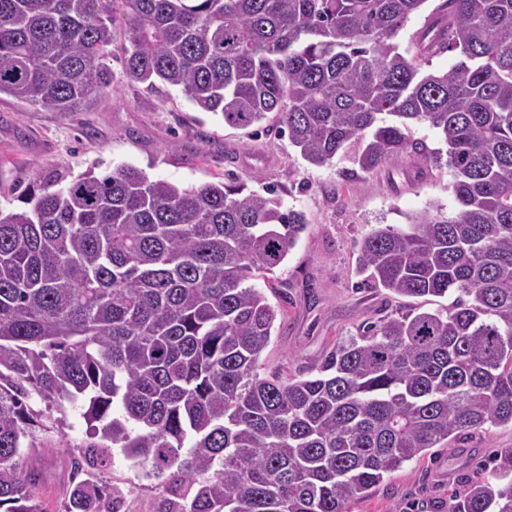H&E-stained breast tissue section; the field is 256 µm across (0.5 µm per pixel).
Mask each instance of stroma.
Listing matches in <instances>:
<instances>
[{"mask_svg":"<svg viewBox=\"0 0 512 512\" xmlns=\"http://www.w3.org/2000/svg\"><path fill=\"white\" fill-rule=\"evenodd\" d=\"M112 89L81 112H47L0 96V206L13 209L17 196L36 178L101 175L131 164L150 178L183 187L240 181L249 190L276 189L285 206L305 213L309 224L286 261L256 279L267 301L284 313L259 360V372L300 376L336 344L359 335L365 321L396 313L450 307V297H394L360 288L357 244L381 224H402L407 214L439 204L454 208L448 168L416 178L420 165L402 156L353 181H343L342 160L314 166L301 156L273 119L234 128L221 116L198 109L180 90L129 82L122 64L107 57ZM65 437L46 452L47 481L39 495L49 512H60L67 495L58 468L64 449L91 441L82 409L64 403ZM512 448V427L488 426L433 448L419 462L405 463L351 512H441L466 475L485 465L493 451ZM104 480L123 496L125 512H155L165 477L132 465L114 452Z\"/></svg>","mask_w":512,"mask_h":512,"instance_id":"obj_1","label":"stroma"}]
</instances>
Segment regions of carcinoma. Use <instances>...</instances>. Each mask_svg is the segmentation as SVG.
Instances as JSON below:
<instances>
[{
  "label": "carcinoma",
  "instance_id": "1",
  "mask_svg": "<svg viewBox=\"0 0 512 512\" xmlns=\"http://www.w3.org/2000/svg\"><path fill=\"white\" fill-rule=\"evenodd\" d=\"M425 2L0 0V95L90 106L112 90L120 24L129 81L234 127L272 113L309 163L348 161L345 180L404 153L420 177L446 164L454 210L372 229L359 273L398 296L456 295L367 324L313 375L262 378L283 313L250 280L286 260L303 212L273 190L181 187L129 164L38 178L24 207H0V512H47L33 431L63 435L53 408L81 396L96 441L65 450L61 512H116L114 448L167 475L157 512H349L429 449L512 425V0H440L400 49ZM454 50L449 70H426ZM448 512H512V448Z\"/></svg>",
  "mask_w": 512,
  "mask_h": 512
}]
</instances>
